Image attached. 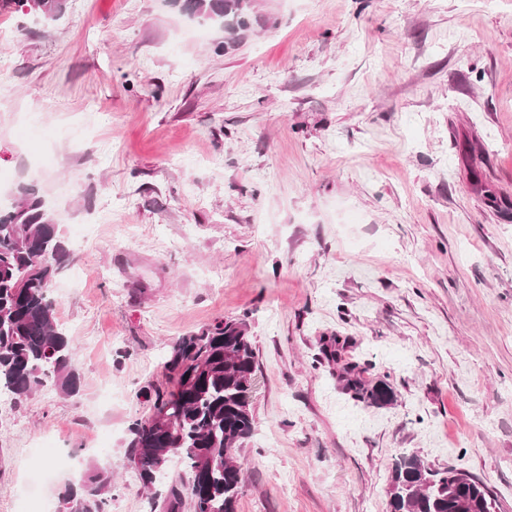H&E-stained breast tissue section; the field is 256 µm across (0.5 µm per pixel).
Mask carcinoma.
I'll list each match as a JSON object with an SVG mask.
<instances>
[{
  "label": "carcinoma",
  "mask_w": 512,
  "mask_h": 512,
  "mask_svg": "<svg viewBox=\"0 0 512 512\" xmlns=\"http://www.w3.org/2000/svg\"><path fill=\"white\" fill-rule=\"evenodd\" d=\"M193 20L218 24L224 45L256 22L253 0H183ZM66 0H0V13L17 14L37 25L55 22ZM69 258L60 225L39 191L23 186L10 207L0 208V393L14 402L51 382L64 396L79 394L76 345L56 316L50 294ZM169 388L154 391L151 412L129 426L125 458L142 485L156 487L167 461L178 457L190 484L165 496L176 512L188 494L193 512H238L244 472L235 452L254 430L247 392L257 370L256 351L242 320H219L175 340L163 358ZM344 389L376 406L393 402L382 380L369 386L354 368ZM111 477L98 466L58 493L59 512H107L102 496ZM388 512H495L497 497L481 479L449 466L433 469L413 454L401 455L392 471Z\"/></svg>",
  "instance_id": "cac0c4a2"
}]
</instances>
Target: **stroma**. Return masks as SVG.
Segmentation results:
<instances>
[{
  "label": "stroma",
  "instance_id": "stroma-1",
  "mask_svg": "<svg viewBox=\"0 0 512 512\" xmlns=\"http://www.w3.org/2000/svg\"><path fill=\"white\" fill-rule=\"evenodd\" d=\"M255 5L228 51L171 0L0 15V168L71 251L54 297L82 376L0 405V512L48 439L76 456L49 497L108 464L119 512H167L127 427L169 343L239 318L258 368L238 512H386L404 453L512 512V0ZM350 364L393 403L347 393Z\"/></svg>",
  "mask_w": 512,
  "mask_h": 512
}]
</instances>
